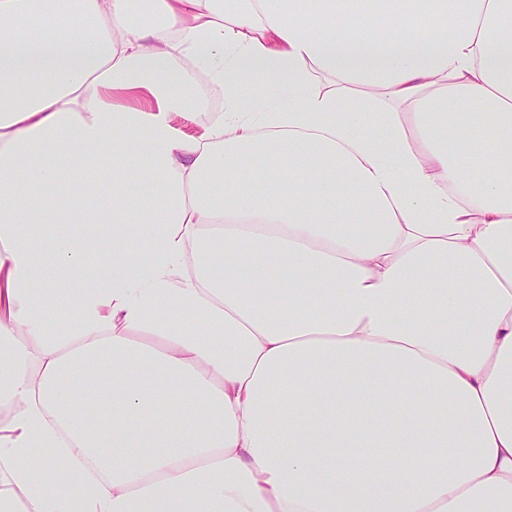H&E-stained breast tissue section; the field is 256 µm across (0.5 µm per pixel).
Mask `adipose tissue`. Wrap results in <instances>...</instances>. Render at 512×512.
Returning <instances> with one entry per match:
<instances>
[{"instance_id":"1","label":"adipose tissue","mask_w":512,"mask_h":512,"mask_svg":"<svg viewBox=\"0 0 512 512\" xmlns=\"http://www.w3.org/2000/svg\"><path fill=\"white\" fill-rule=\"evenodd\" d=\"M0 406V512H512V0H0Z\"/></svg>"}]
</instances>
